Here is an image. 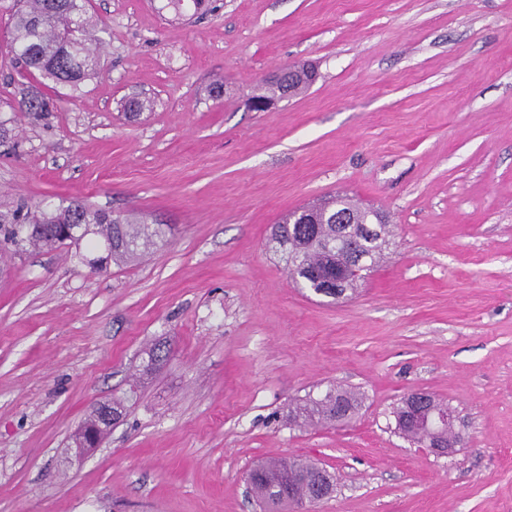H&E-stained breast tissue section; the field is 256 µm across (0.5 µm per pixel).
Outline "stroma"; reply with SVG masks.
<instances>
[{
	"label": "stroma",
	"mask_w": 512,
	"mask_h": 512,
	"mask_svg": "<svg viewBox=\"0 0 512 512\" xmlns=\"http://www.w3.org/2000/svg\"><path fill=\"white\" fill-rule=\"evenodd\" d=\"M165 3L89 0L100 75L42 119L0 13V210L80 197L172 227L101 274L0 254V512H260L248 470L294 457L336 479L301 512H512V0ZM303 64L307 91L247 108ZM339 192L391 236L335 301L272 233ZM333 385L363 394L353 419L295 421ZM128 390L77 459L92 406ZM420 390L458 418L451 454L395 428Z\"/></svg>",
	"instance_id": "35a3bbf8"
}]
</instances>
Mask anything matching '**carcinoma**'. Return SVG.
Instances as JSON below:
<instances>
[{
    "instance_id": "cac0c4a2",
    "label": "carcinoma",
    "mask_w": 512,
    "mask_h": 512,
    "mask_svg": "<svg viewBox=\"0 0 512 512\" xmlns=\"http://www.w3.org/2000/svg\"><path fill=\"white\" fill-rule=\"evenodd\" d=\"M10 7L11 45L18 60L31 73L67 86L76 92L82 83L98 75L102 44L100 27L87 14L88 0H12ZM311 81L302 69L287 75L282 85L264 84L253 95L263 101L271 96L282 98L297 95L309 88ZM25 112L52 111L50 100L43 94H30L22 102ZM329 204L317 207V223L290 224L288 218L275 226L274 240L282 246L289 276L304 288L327 297H336L335 283L325 276L336 254L326 245L336 242V213L348 214L349 220L360 226L373 220L371 212L345 195H336ZM370 236H361L355 252L367 256L370 265L382 257L388 244L386 224L375 225ZM164 234L163 225L121 214L96 210L80 198L56 204L48 199L21 205L0 212V243L15 255L59 248H81L82 244L103 249V254L89 257L75 253L79 263L95 273L104 272L112 264L127 265L156 245ZM359 394L332 387L320 398L308 397L296 403L294 412L307 425L342 423L358 411ZM397 430L411 443L421 440L417 430L404 423L402 406L394 411ZM105 435L99 429V416L92 413L83 423L76 438L98 444ZM314 463L306 460H268L249 471L253 492L259 502L281 497L286 492L299 502L309 497V475Z\"/></svg>"
}]
</instances>
